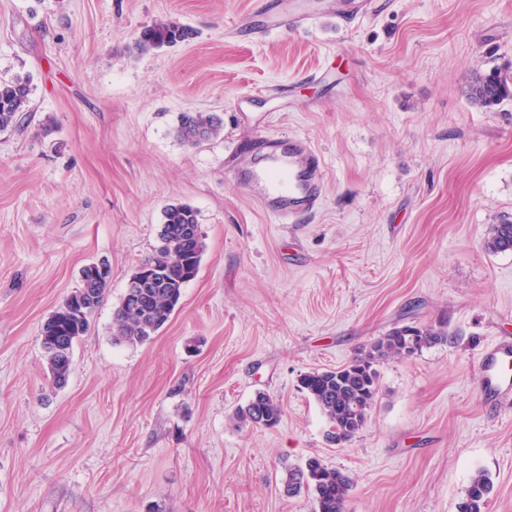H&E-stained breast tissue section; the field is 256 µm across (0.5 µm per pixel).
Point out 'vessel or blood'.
<instances>
[{
  "label": "vessel or blood",
  "instance_id": "1",
  "mask_svg": "<svg viewBox=\"0 0 512 512\" xmlns=\"http://www.w3.org/2000/svg\"><path fill=\"white\" fill-rule=\"evenodd\" d=\"M238 184L280 223L291 224L323 201L325 167L315 147L294 135L264 138L260 151L236 174ZM486 403L512 396V347L497 345L486 351L477 373Z\"/></svg>",
  "mask_w": 512,
  "mask_h": 512
}]
</instances>
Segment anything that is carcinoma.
Wrapping results in <instances>:
<instances>
[{
  "label": "carcinoma",
  "instance_id": "cac0c4a2",
  "mask_svg": "<svg viewBox=\"0 0 512 512\" xmlns=\"http://www.w3.org/2000/svg\"><path fill=\"white\" fill-rule=\"evenodd\" d=\"M191 31L176 22H158L142 27L136 40L141 52L175 46L186 41ZM32 87L29 77L16 76L0 80V131L8 129L29 111ZM471 102L491 108L512 98V75L495 70L475 79L467 90ZM223 129L222 118L212 112H185L175 129L176 137L185 145L196 147L215 137ZM198 223L196 211L186 203L171 204L164 210V222L158 232L160 245L141 261L130 279L150 268L160 286L149 288L136 307L122 297L112 316L113 337L129 344H143L171 319L182 297V287L199 271L204 252L203 236L193 246L183 240L182 229ZM485 247L491 252L512 251V220L496 218L489 225ZM111 277L92 279L81 273L79 288L72 291L41 325L39 339L47 365V375L54 387L63 386L71 373L74 345L87 334L89 319L105 299ZM456 333L443 327L419 328L402 325L392 328L374 341L370 348L349 365L335 370H313L302 375L300 387L325 415L330 430L327 438L338 444L351 440L365 425L378 393L379 360L390 356H411L424 348L454 341ZM281 418L279 403L259 391L237 409L238 426H276ZM284 493L293 495L306 488L313 494L314 512H342L343 503L352 487L349 476L325 467L318 458H310L303 466L288 465L283 470ZM491 482L479 472L471 479L466 500L460 512H483Z\"/></svg>",
  "mask_w": 512,
  "mask_h": 512
}]
</instances>
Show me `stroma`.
Here are the masks:
<instances>
[{
    "mask_svg": "<svg viewBox=\"0 0 512 512\" xmlns=\"http://www.w3.org/2000/svg\"><path fill=\"white\" fill-rule=\"evenodd\" d=\"M255 0H0V79L29 112L0 131V512H313L282 468L316 457L353 481L343 512H512V407L485 403L482 352L512 342V100L465 90L512 72V0H393L348 27L341 0H299L313 25L262 35ZM192 32L138 52L143 26ZM220 114L198 147L184 112ZM312 143L321 207L281 224L235 181L257 143ZM198 217L197 276L154 339L114 340L112 314L159 245L167 205ZM107 260L108 293L50 387L39 329ZM446 323L457 340L377 364L363 429L329 443L300 389L390 329ZM272 428L238 427L256 392ZM468 98L474 104L484 108H492L512 98L511 73L494 70L487 75L476 78L467 90ZM485 247L491 252L512 251V220L495 218L489 224ZM281 418L279 403L269 394L259 391L245 405L237 409L234 419L238 427L276 426ZM491 492V482L485 474L478 472L471 479L466 490V500L460 512H484L488 495Z\"/></svg>",
    "mask_w": 512,
    "mask_h": 512,
    "instance_id": "1",
    "label": "stroma"
}]
</instances>
